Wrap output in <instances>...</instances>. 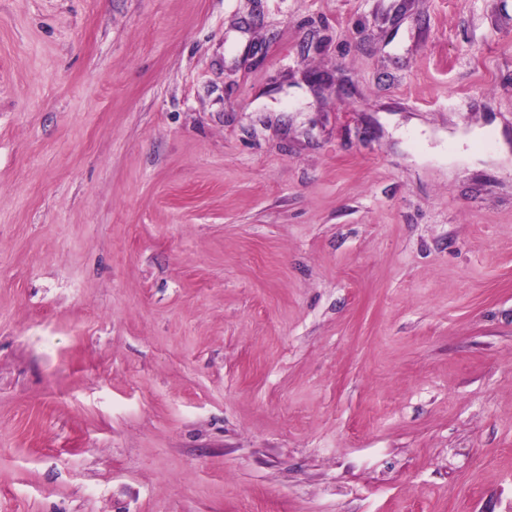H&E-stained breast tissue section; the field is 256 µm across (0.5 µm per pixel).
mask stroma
I'll use <instances>...</instances> for the list:
<instances>
[{
  "instance_id": "obj_1",
  "label": "stroma",
  "mask_w": 512,
  "mask_h": 512,
  "mask_svg": "<svg viewBox=\"0 0 512 512\" xmlns=\"http://www.w3.org/2000/svg\"><path fill=\"white\" fill-rule=\"evenodd\" d=\"M512 0H0V512H512Z\"/></svg>"
}]
</instances>
